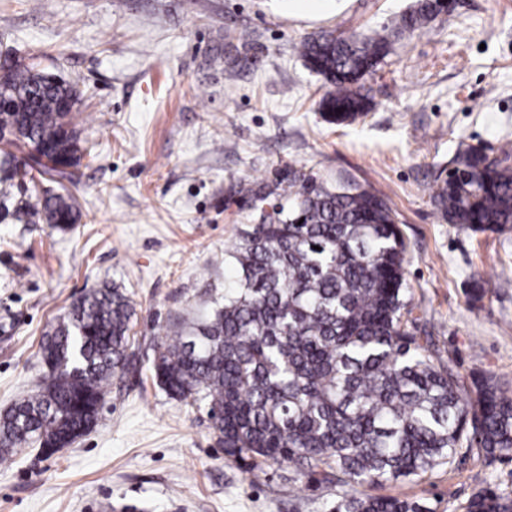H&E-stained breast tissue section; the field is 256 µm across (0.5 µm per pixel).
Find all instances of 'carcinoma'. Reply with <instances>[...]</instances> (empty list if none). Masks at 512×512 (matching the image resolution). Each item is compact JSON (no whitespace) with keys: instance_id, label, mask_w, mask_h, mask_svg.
I'll use <instances>...</instances> for the list:
<instances>
[{"instance_id":"carcinoma-1","label":"carcinoma","mask_w":512,"mask_h":512,"mask_svg":"<svg viewBox=\"0 0 512 512\" xmlns=\"http://www.w3.org/2000/svg\"><path fill=\"white\" fill-rule=\"evenodd\" d=\"M447 11L417 0L392 22L412 35ZM385 35L305 40L301 53L328 87L320 109L340 125L369 111L361 80L390 53ZM83 92L59 75L0 53V221L74 224L69 196L38 190L27 166L67 177L87 148L72 113ZM27 151L31 162L11 148ZM433 201L462 229L512 224V146L496 159L467 146ZM275 219L250 224L226 252L236 276L202 321L165 337L153 361L159 387L177 401L205 403L224 456L254 473L293 464L301 477H336L328 512H423L416 501L365 491L417 482L460 450L512 455V397L492 376L467 384L407 329L404 246L385 197L328 186L284 170L274 187ZM134 305L125 289L87 290L41 343L51 378L0 413V462L37 444L62 448L98 421L112 379L136 357ZM465 512H512V489L487 488Z\"/></svg>"}]
</instances>
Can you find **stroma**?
Segmentation results:
<instances>
[{"instance_id":"obj_1","label":"stroma","mask_w":512,"mask_h":512,"mask_svg":"<svg viewBox=\"0 0 512 512\" xmlns=\"http://www.w3.org/2000/svg\"><path fill=\"white\" fill-rule=\"evenodd\" d=\"M416 0H0V52L76 83L90 153L68 186L67 230L0 223V411L41 373L44 334L86 289L120 285L136 315L134 370L114 381L95 428L48 457L0 465V512H325L336 488L294 466L251 480L225 459L206 410L170 399L154 348L223 296L225 253L258 221L250 193L281 171L386 196L405 247L409 329L463 378L512 395V225L462 230L431 196L460 144L512 141V0H452L394 41L363 84L371 110L328 123L322 76L301 43L383 33ZM512 486V459L460 451L423 481L376 496L460 512Z\"/></svg>"}]
</instances>
